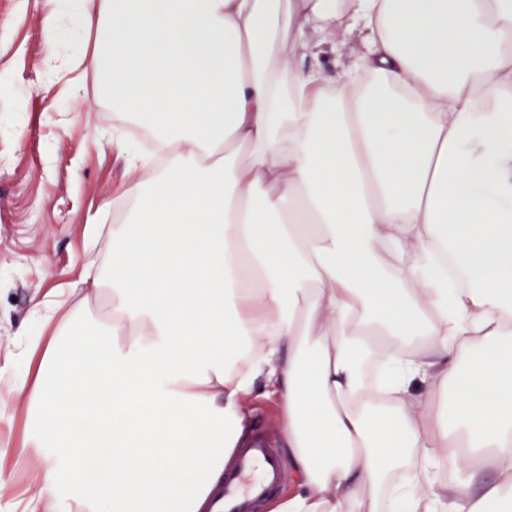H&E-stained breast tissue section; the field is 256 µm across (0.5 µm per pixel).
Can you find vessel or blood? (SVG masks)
Listing matches in <instances>:
<instances>
[{
    "instance_id": "vessel-or-blood-1",
    "label": "vessel or blood",
    "mask_w": 512,
    "mask_h": 512,
    "mask_svg": "<svg viewBox=\"0 0 512 512\" xmlns=\"http://www.w3.org/2000/svg\"><path fill=\"white\" fill-rule=\"evenodd\" d=\"M284 464L262 434H255L240 448L234 466L224 473L216 498V512H257L276 490Z\"/></svg>"
}]
</instances>
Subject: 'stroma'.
Returning <instances> with one entry per match:
<instances>
[{
    "instance_id": "obj_1",
    "label": "stroma",
    "mask_w": 512,
    "mask_h": 512,
    "mask_svg": "<svg viewBox=\"0 0 512 512\" xmlns=\"http://www.w3.org/2000/svg\"><path fill=\"white\" fill-rule=\"evenodd\" d=\"M46 0H0V365L19 361L34 335L35 302L72 287L88 257L104 261L103 216L126 181V152L141 135L87 72L76 89L53 80L50 65L90 55L94 27H61L46 37ZM98 224L97 239L84 237ZM263 427L280 441L279 406L263 384L246 402V431Z\"/></svg>"
}]
</instances>
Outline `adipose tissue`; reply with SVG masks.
I'll return each mask as SVG.
<instances>
[{
    "instance_id": "adipose-tissue-1",
    "label": "adipose tissue",
    "mask_w": 512,
    "mask_h": 512,
    "mask_svg": "<svg viewBox=\"0 0 512 512\" xmlns=\"http://www.w3.org/2000/svg\"><path fill=\"white\" fill-rule=\"evenodd\" d=\"M300 3L288 35L281 0H48L47 34L106 33L61 79L101 68L166 162L127 155L111 322L32 309L8 512H211L260 379L294 476L275 512H512V0ZM341 31L380 92L295 65Z\"/></svg>"
}]
</instances>
